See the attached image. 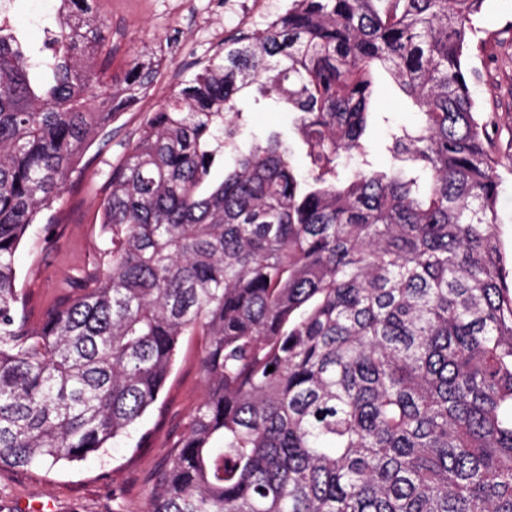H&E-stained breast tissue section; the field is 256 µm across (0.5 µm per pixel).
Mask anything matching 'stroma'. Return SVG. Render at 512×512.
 I'll return each instance as SVG.
<instances>
[{"label": "stroma", "instance_id": "35a3bbf8", "mask_svg": "<svg viewBox=\"0 0 512 512\" xmlns=\"http://www.w3.org/2000/svg\"><path fill=\"white\" fill-rule=\"evenodd\" d=\"M12 25L32 47L54 28L55 0H0ZM285 0H94L103 18L106 47L98 96L121 85L134 58H160L152 87L124 102L104 135L85 151L68 181L63 202L44 212L16 253L18 286L27 295V319L37 325L43 308L61 291L105 268V243L98 220L99 204L109 192L108 174L134 141L144 119L185 81L198 73L224 42L243 27H256L280 12ZM480 44L469 60L475 72L473 91L480 107L493 113L491 150L499 161V233L512 250V0H489L479 20ZM368 130L377 146L375 165L392 160L382 146L389 126H409L417 116L405 95L389 79L377 85ZM247 133L257 139L279 133L298 145L295 116L265 105H249ZM203 341L185 337L156 406L142 418L145 442L130 438L107 453L53 468H0V512H145L150 480L167 459L189 413L202 398L200 369Z\"/></svg>", "mask_w": 512, "mask_h": 512}]
</instances>
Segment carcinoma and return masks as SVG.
I'll use <instances>...</instances> for the list:
<instances>
[{"label":"carcinoma","mask_w":512,"mask_h":512,"mask_svg":"<svg viewBox=\"0 0 512 512\" xmlns=\"http://www.w3.org/2000/svg\"><path fill=\"white\" fill-rule=\"evenodd\" d=\"M57 2L37 50L0 21V467L106 451L198 335L206 393L146 512H512V255L467 75L487 0H288L239 29L112 165L106 268L30 328L18 247L158 67L90 103L106 23ZM382 70L419 116L388 172ZM251 86L296 114L306 170L241 143Z\"/></svg>","instance_id":"1"}]
</instances>
